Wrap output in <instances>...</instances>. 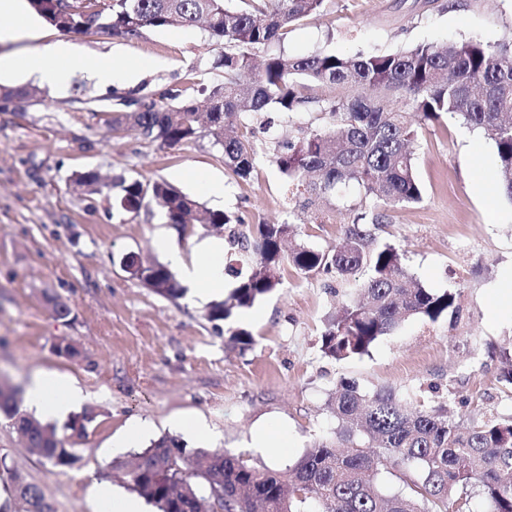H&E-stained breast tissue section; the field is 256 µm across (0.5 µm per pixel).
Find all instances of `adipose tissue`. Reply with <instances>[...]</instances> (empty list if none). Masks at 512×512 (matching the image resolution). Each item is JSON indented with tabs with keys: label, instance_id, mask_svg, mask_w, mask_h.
I'll return each instance as SVG.
<instances>
[{
	"label": "adipose tissue",
	"instance_id": "obj_1",
	"mask_svg": "<svg viewBox=\"0 0 512 512\" xmlns=\"http://www.w3.org/2000/svg\"><path fill=\"white\" fill-rule=\"evenodd\" d=\"M75 54L76 48L72 43L56 40L17 55H0V78L23 71L36 76L50 89L58 90L69 81ZM156 244L168 251L172 262L180 270L183 278L193 285L195 295L200 300L210 299L223 286V241L200 242L196 248L199 259L190 264L183 261L180 252L173 248L166 234H159ZM82 400L83 394L78 387L54 373L35 374L27 391L30 409L44 418L64 417Z\"/></svg>",
	"mask_w": 512,
	"mask_h": 512
}]
</instances>
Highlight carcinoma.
<instances>
[{
	"instance_id": "1",
	"label": "carcinoma",
	"mask_w": 512,
	"mask_h": 512,
	"mask_svg": "<svg viewBox=\"0 0 512 512\" xmlns=\"http://www.w3.org/2000/svg\"><path fill=\"white\" fill-rule=\"evenodd\" d=\"M325 0H112V9L83 18L69 12L71 0H30L33 10L64 32L97 30L133 39L146 28L193 26L202 21L224 51L211 68L224 74L208 92L209 134L224 165L247 180L258 160L251 118L266 112L325 115L323 127H300L278 145L273 161L303 206L341 186L355 184L386 206L418 203L415 172L419 129L447 115L490 140L497 153L500 190L512 203V40L494 46L468 39L446 47L418 44L390 54L293 56L274 49L288 29L322 10ZM313 86L343 87L344 98L316 97ZM13 110L42 101L34 89L3 88ZM112 123L127 125L162 148L188 145L201 132L195 100L178 85L150 95L117 96ZM81 194L112 197L119 209L137 213L154 203L168 223L226 226L231 217L210 210L164 180L119 176L103 182L95 171H77ZM384 214L363 211L344 230L343 242L315 250L301 242L284 255L292 224H258L247 234L230 233V244L249 256L246 271L227 299L213 303L207 320L227 321L277 290L285 265L300 274L368 277L342 309L329 317L321 352L343 360L368 353L379 340L412 317L432 323L459 315L456 294L425 288L404 265L400 249L381 243L367 229ZM152 292L177 299L185 288L165 265L149 267ZM22 391L0 385V413L9 418L32 455L55 468L72 466L73 449L55 426L20 408ZM336 439H319L284 471L256 470L227 450H189L165 435L136 454L124 469L130 488L157 512H470L473 494L489 512H512V414L493 415L462 427L448 418V405L425 408L399 400L389 390L362 391L341 379L329 400ZM94 419L86 410L69 424L82 435ZM393 468L398 491L379 489L380 468ZM12 496L26 512H54L36 485L14 479Z\"/></svg>"
}]
</instances>
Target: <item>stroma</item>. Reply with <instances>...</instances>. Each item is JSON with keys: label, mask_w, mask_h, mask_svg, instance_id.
Listing matches in <instances>:
<instances>
[{"label": "stroma", "mask_w": 512, "mask_h": 512, "mask_svg": "<svg viewBox=\"0 0 512 512\" xmlns=\"http://www.w3.org/2000/svg\"><path fill=\"white\" fill-rule=\"evenodd\" d=\"M65 37L81 58L66 87L45 90L44 102L24 111H0V377L23 387L41 371L63 375L82 390L83 406L96 419L75 440V464L61 469L31 455L1 415L0 458L7 466L0 469V503L17 474L38 485L55 512H103L88 489L106 480L128 492L126 479L110 475L109 466L127 462L150 439L118 455L110 445L135 421L151 424V439L178 434L191 450L226 449L255 469H286L314 440L335 432L328 401L343 378L409 403L447 401L463 426L512 412V385L502 379L512 353V311L491 315L512 269V204L497 192L490 141L450 117L423 127L416 150L422 201L385 208L383 223L371 228L379 241L402 250L426 288L459 292L458 322L410 319L369 354L338 361L321 352L320 337L326 318L351 296L353 280L305 278L290 268L278 290L238 314L252 335L243 345L206 319L208 305L193 292L157 296L120 265L129 254L168 264L155 244L161 231L193 261L211 231L177 228L154 206L128 213L106 196L74 194L73 173L163 179L230 215L235 231L290 223L300 241L320 250L335 246L354 214L373 201L355 186L309 210L290 201L272 157L292 128L323 125L315 112L275 116L259 137L257 167L247 180L225 166L210 136L162 148L135 130L113 131L115 89L87 71L85 61L121 52L136 68L129 89L146 94L180 84L201 103L199 85L223 79L210 67L221 48L201 27L148 28L131 40L99 32ZM470 38L489 44L512 38V0H325L321 13L289 30L283 47L292 55H368ZM211 181L223 183V195L208 190ZM48 293L68 304L69 317L53 314ZM62 339L78 346L79 358L57 354ZM179 416L203 421L210 440L179 434L173 425ZM269 420L288 431L293 446L284 454L251 446Z\"/></svg>", "instance_id": "stroma-1"}]
</instances>
